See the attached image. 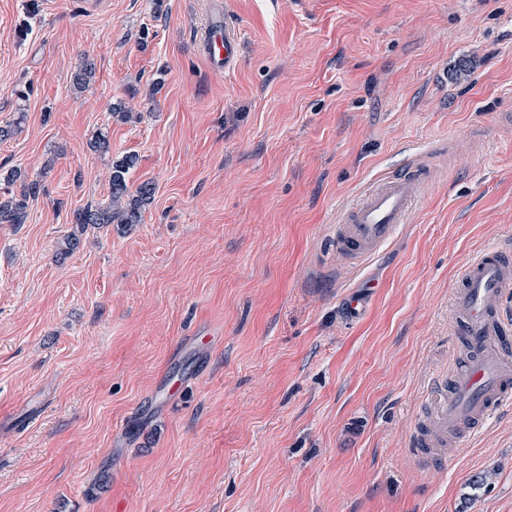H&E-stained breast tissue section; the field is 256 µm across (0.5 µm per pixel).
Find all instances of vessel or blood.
Listing matches in <instances>:
<instances>
[{"label": "vessel or blood", "mask_w": 512, "mask_h": 512, "mask_svg": "<svg viewBox=\"0 0 512 512\" xmlns=\"http://www.w3.org/2000/svg\"><path fill=\"white\" fill-rule=\"evenodd\" d=\"M203 45L216 73L230 70L239 59L240 44L221 11L210 17ZM426 175L418 166L364 190L338 216L337 251L358 261L375 255L407 223L422 198ZM460 279L455 305L466 336L467 363L454 379L431 380V400L410 440L411 452L422 464L441 462L449 447H460L492 412L512 407V252L486 248Z\"/></svg>", "instance_id": "obj_1"}]
</instances>
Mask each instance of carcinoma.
Segmentation results:
<instances>
[{"label": "carcinoma", "instance_id": "1", "mask_svg": "<svg viewBox=\"0 0 512 512\" xmlns=\"http://www.w3.org/2000/svg\"><path fill=\"white\" fill-rule=\"evenodd\" d=\"M93 76L92 63L82 59L72 75L73 85L82 89ZM135 158L127 156L112 163L109 177V203L104 207H86L74 214V223L82 226L118 223L123 227L138 224L143 209L152 201L155 193L153 183H141L135 191H130L127 174L134 167ZM38 184H23V190L16 196L9 189L0 195V224H22L26 218L27 200L36 195Z\"/></svg>", "mask_w": 512, "mask_h": 512}]
</instances>
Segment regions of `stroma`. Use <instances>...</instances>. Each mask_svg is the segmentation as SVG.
Listing matches in <instances>:
<instances>
[{
    "instance_id": "1",
    "label": "stroma",
    "mask_w": 512,
    "mask_h": 512,
    "mask_svg": "<svg viewBox=\"0 0 512 512\" xmlns=\"http://www.w3.org/2000/svg\"><path fill=\"white\" fill-rule=\"evenodd\" d=\"M87 2L0 0V175L42 187L0 224V512H512V413L409 449L462 268L512 247V0H222V74L212 0ZM128 154L141 223L75 225ZM414 164L410 223L342 260ZM203 45L215 73L229 71L237 63L240 44L231 34L221 9L216 8L209 19ZM427 171L382 179L341 210L336 223V251L363 261L375 255L406 224L413 206L422 199Z\"/></svg>"
}]
</instances>
